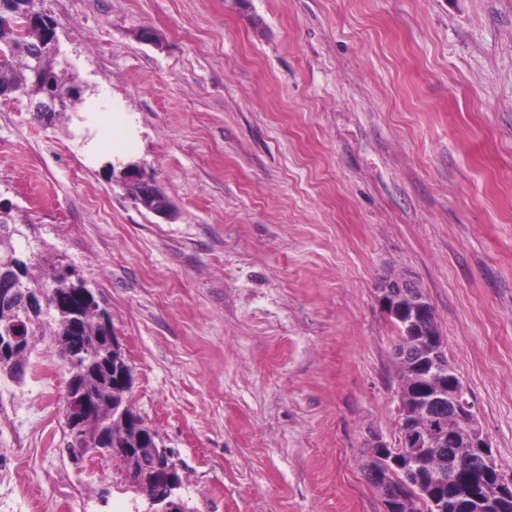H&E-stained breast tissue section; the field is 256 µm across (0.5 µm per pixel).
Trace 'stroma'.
Returning <instances> with one entry per match:
<instances>
[{"label":"stroma","instance_id":"stroma-1","mask_svg":"<svg viewBox=\"0 0 512 512\" xmlns=\"http://www.w3.org/2000/svg\"><path fill=\"white\" fill-rule=\"evenodd\" d=\"M77 110L0 99V196L76 266L189 512H385L413 276L512 472V0H41ZM152 174L175 217L113 184ZM41 337L0 378V512H147L120 462L66 451Z\"/></svg>","mask_w":512,"mask_h":512}]
</instances>
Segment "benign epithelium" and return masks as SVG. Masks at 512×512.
I'll return each mask as SVG.
<instances>
[{"label":"benign epithelium","instance_id":"obj_1","mask_svg":"<svg viewBox=\"0 0 512 512\" xmlns=\"http://www.w3.org/2000/svg\"><path fill=\"white\" fill-rule=\"evenodd\" d=\"M29 100L35 114L48 117L65 108L69 92L63 90L44 98H31L30 86L12 84L0 90V98ZM116 182L122 188L139 183L143 189L133 197L143 209L158 218L167 220L172 214L170 200L157 188L155 183L144 178L137 167L123 165ZM22 269L7 261L0 263V319L8 320L19 328L23 322L35 317L46 316L47 301L40 291L28 289L18 294L22 281ZM379 301L385 313L398 323L406 334L419 338L422 356L419 368L426 371L428 384L411 391V396L401 405L402 422L399 428L397 446L391 447L381 440L370 444L372 460L379 466H369L371 483L378 486L385 501V512H399L401 502L411 492L422 490V459L430 448H445L453 437L429 425L428 419L435 410L448 406V414L468 424V438L463 447L468 449L470 462L485 475L483 492L491 498L512 495V474L505 473L496 463L491 452V443L479 427L467 390L458 380V374L448 360V349L437 329L433 307L416 282L410 278H389L379 288ZM24 337L18 334L0 336V365L14 369L18 351L23 347ZM110 364L118 384L128 386L132 372L117 337H112ZM82 371L72 372L68 378L67 392L75 396L65 414L66 420L75 428H81L86 414L92 410L90 397L79 388ZM117 419L127 426H134L135 434L125 448H107L113 456L120 454L128 460L148 458L151 481L160 485L161 491L147 496L149 504L157 506L153 512H186V505L179 490L183 487L179 468L167 449L158 442L152 431L139 419L130 414L127 407L113 410Z\"/></svg>","mask_w":512,"mask_h":512}]
</instances>
